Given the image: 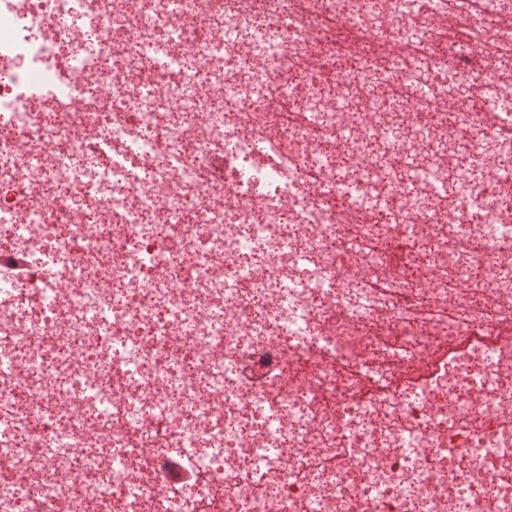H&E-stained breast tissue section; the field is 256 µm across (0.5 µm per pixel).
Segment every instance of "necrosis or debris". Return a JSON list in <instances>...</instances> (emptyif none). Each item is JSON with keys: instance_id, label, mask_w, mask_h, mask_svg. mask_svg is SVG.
I'll list each match as a JSON object with an SVG mask.
<instances>
[{"instance_id": "obj_1", "label": "necrosis or debris", "mask_w": 512, "mask_h": 512, "mask_svg": "<svg viewBox=\"0 0 512 512\" xmlns=\"http://www.w3.org/2000/svg\"><path fill=\"white\" fill-rule=\"evenodd\" d=\"M434 6L0 0V512H512V0Z\"/></svg>"}]
</instances>
